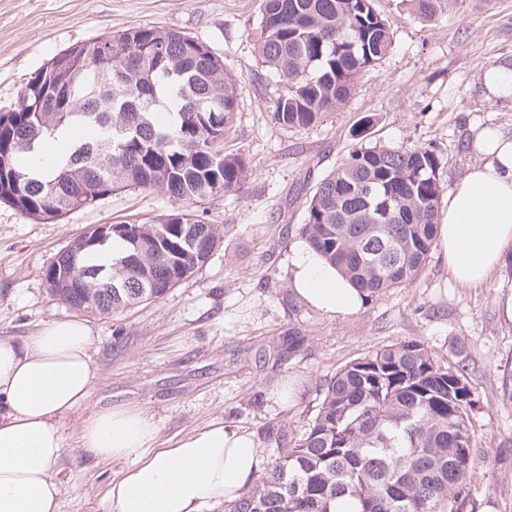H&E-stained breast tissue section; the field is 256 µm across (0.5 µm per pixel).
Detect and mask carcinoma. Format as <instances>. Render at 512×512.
Returning a JSON list of instances; mask_svg holds the SVG:
<instances>
[{
  "label": "carcinoma",
  "instance_id": "1",
  "mask_svg": "<svg viewBox=\"0 0 512 512\" xmlns=\"http://www.w3.org/2000/svg\"><path fill=\"white\" fill-rule=\"evenodd\" d=\"M264 66L286 81L275 121L306 127L343 105L357 75L381 60L391 26L372 0H263L256 36ZM172 99L176 117L156 124ZM237 105L236 80L204 42L139 26L75 44L35 71L17 108L0 111V204L57 221L126 187L187 202L242 188V160L221 143ZM80 126L67 159L44 178L24 163L41 141ZM439 159L428 149L361 146L316 185L301 237L367 296L412 282L437 238ZM125 250L96 261L114 239ZM221 230L187 211L154 224L112 225L105 241L61 251L45 270L55 297L84 310L112 289L99 314L162 297L206 262ZM444 368L419 340L385 345L326 382L302 436L281 427L263 440L277 455L226 512H331L349 495L358 512H464L476 466L477 400L465 348Z\"/></svg>",
  "mask_w": 512,
  "mask_h": 512
}]
</instances>
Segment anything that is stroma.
I'll list each match as a JSON object with an SVG mask.
<instances>
[{
	"instance_id": "stroma-1",
	"label": "stroma",
	"mask_w": 512,
	"mask_h": 512,
	"mask_svg": "<svg viewBox=\"0 0 512 512\" xmlns=\"http://www.w3.org/2000/svg\"><path fill=\"white\" fill-rule=\"evenodd\" d=\"M374 7L392 28L388 54L360 72L345 105L293 128L271 116L284 81L255 49L261 0H0V109L16 108L31 74L74 44L140 25L173 29L206 43L235 76L224 150L247 171L240 191L190 205L133 187L46 222L0 204V338L20 341L46 323L85 318L100 372L91 406L142 410L164 442L214 420L256 433L284 425L297 439L322 385L347 362L416 339L447 366L465 346L478 401L475 448L485 461L466 512H512V321L500 313L512 293V258L480 287L459 288L431 251L413 282L345 320L308 308L292 289L289 248L307 202L349 151L430 149L447 195L479 160V130L512 136V101L491 97L483 83L488 66L512 68V0H438L429 18L416 0H374ZM368 115L372 126L356 136ZM184 209L220 225L223 242L163 297L116 318H86L50 294L46 268L89 228L151 224ZM289 378L298 384L294 402L275 403L270 388ZM87 416L81 410L64 420L66 450L54 467L59 512H110L107 491L126 468L81 448Z\"/></svg>"
}]
</instances>
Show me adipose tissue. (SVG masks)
<instances>
[{
    "mask_svg": "<svg viewBox=\"0 0 512 512\" xmlns=\"http://www.w3.org/2000/svg\"><path fill=\"white\" fill-rule=\"evenodd\" d=\"M483 161L449 194L439 252L461 288L485 283L512 252V137L481 129ZM290 264L298 298L328 317L357 313L366 297L305 242ZM81 320L46 324L17 343L0 339V512H57L52 468L65 449L63 419L90 414L79 442L101 460L129 468L108 490L112 512H205L236 501L268 464L259 437L216 420L162 447L151 416L124 405L90 408L99 374Z\"/></svg>",
    "mask_w": 512,
    "mask_h": 512,
    "instance_id": "obj_1",
    "label": "adipose tissue"
}]
</instances>
